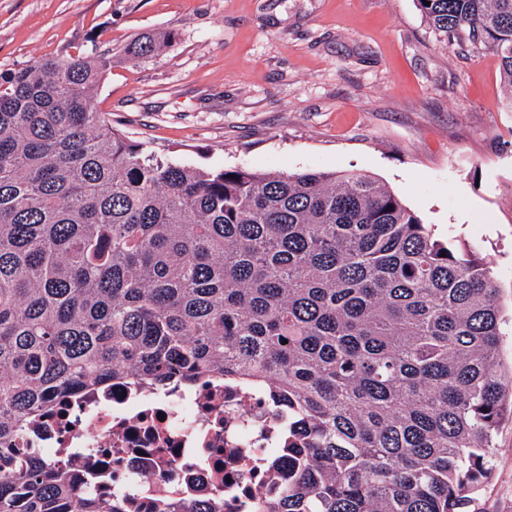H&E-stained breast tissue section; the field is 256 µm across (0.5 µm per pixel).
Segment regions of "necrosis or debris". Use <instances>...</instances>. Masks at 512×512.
<instances>
[{
    "label": "necrosis or debris",
    "instance_id": "1",
    "mask_svg": "<svg viewBox=\"0 0 512 512\" xmlns=\"http://www.w3.org/2000/svg\"><path fill=\"white\" fill-rule=\"evenodd\" d=\"M287 410L258 387L220 379L150 387L132 380L90 385L57 413L28 423L19 447L67 460L81 489L100 490L137 512H176L192 497L252 512L287 467L262 470L280 448Z\"/></svg>",
    "mask_w": 512,
    "mask_h": 512
}]
</instances>
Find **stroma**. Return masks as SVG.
<instances>
[{
	"mask_svg": "<svg viewBox=\"0 0 512 512\" xmlns=\"http://www.w3.org/2000/svg\"><path fill=\"white\" fill-rule=\"evenodd\" d=\"M170 34L129 59L137 36ZM106 55L113 127L203 168L358 171L437 239L477 248L499 286L512 370V112L497 57L446 46L416 0H0V70ZM470 512H512V419ZM170 43V36L141 37L133 40L125 49V55L130 58H149L157 55L163 47Z\"/></svg>",
	"mask_w": 512,
	"mask_h": 512,
	"instance_id": "1",
	"label": "stroma"
}]
</instances>
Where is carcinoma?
<instances>
[{
	"label": "carcinoma",
	"instance_id": "cac0c4a2",
	"mask_svg": "<svg viewBox=\"0 0 512 512\" xmlns=\"http://www.w3.org/2000/svg\"><path fill=\"white\" fill-rule=\"evenodd\" d=\"M416 2L447 44L495 54L512 92V0ZM111 64L0 72V512H125L15 445L28 419L127 375L269 386L291 477L254 512H467L512 395L484 260L357 171L147 150L92 107Z\"/></svg>",
	"mask_w": 512,
	"mask_h": 512
}]
</instances>
